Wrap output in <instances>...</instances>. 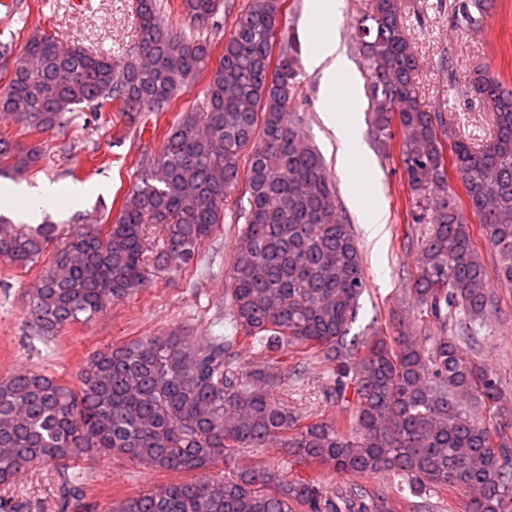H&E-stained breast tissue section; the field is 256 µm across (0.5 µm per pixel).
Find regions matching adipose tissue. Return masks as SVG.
Returning <instances> with one entry per match:
<instances>
[{"label":"adipose tissue","instance_id":"1","mask_svg":"<svg viewBox=\"0 0 512 512\" xmlns=\"http://www.w3.org/2000/svg\"><path fill=\"white\" fill-rule=\"evenodd\" d=\"M342 8L343 0H307L308 67L321 72L325 96L329 99L338 95L353 99L358 94V85L348 74V61L341 53L334 34L335 22ZM323 117L336 135L339 145L337 165L346 179L351 204L362 214L367 229L372 234H379L387 221L386 212L382 206L368 203L363 185L351 165L352 157L366 151L356 114L328 108L324 110Z\"/></svg>","mask_w":512,"mask_h":512}]
</instances>
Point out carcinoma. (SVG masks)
<instances>
[{
	"instance_id": "obj_1",
	"label": "carcinoma",
	"mask_w": 512,
	"mask_h": 512,
	"mask_svg": "<svg viewBox=\"0 0 512 512\" xmlns=\"http://www.w3.org/2000/svg\"><path fill=\"white\" fill-rule=\"evenodd\" d=\"M486 3L458 0L453 23L477 25ZM283 8L284 0H251L215 64L206 40L165 24L167 0H136L137 42L117 59L45 31L29 37L0 92V115L25 133L61 135L62 154L75 148L76 120L84 129L117 112L134 126L142 112L205 79L202 100L176 116L160 151L141 153L139 183L112 223L85 226L41 269L28 294L30 335L49 340L70 323L94 320L110 302L138 294L149 267L168 273L192 264L243 182L227 310L259 360L242 366L235 337L161 334L102 347L76 391L44 371L1 378L0 485L36 466L103 455L188 475L116 500L109 512H392L405 486L415 497L461 490L466 512H508L512 432L470 413L474 402L496 406L502 388L461 355L460 343L475 339L494 306L476 235L497 254L498 280L512 283V88L474 70L462 94L491 108L492 126L480 143L461 135L421 105L420 62L400 0H372L357 26L372 134L387 145L400 133L410 191L432 194L411 214L412 223L429 225L412 288L426 329L349 340L364 260L323 159L292 111L299 42L277 38ZM181 9L198 28L232 5L181 0ZM44 155L42 144L22 146L0 133V179L25 176ZM448 166L461 198L448 191ZM57 237L49 219L32 226L0 214V264L29 268ZM290 347L325 368L323 399L344 414L311 420L275 399L288 391L280 354ZM273 445L314 473L290 479L280 463L240 461L248 448ZM221 462L224 474L212 473ZM326 469L350 482L327 490ZM372 477L369 488L358 483ZM78 505L94 509L74 473L59 509Z\"/></svg>"
}]
</instances>
